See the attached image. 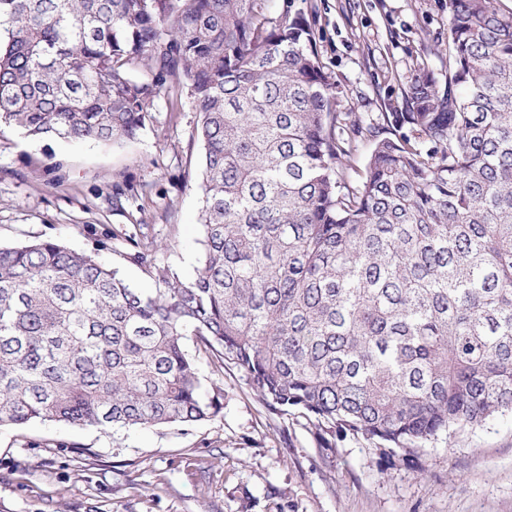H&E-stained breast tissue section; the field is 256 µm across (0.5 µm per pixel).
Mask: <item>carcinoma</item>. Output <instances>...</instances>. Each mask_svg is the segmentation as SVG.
Returning a JSON list of instances; mask_svg holds the SVG:
<instances>
[{
	"mask_svg": "<svg viewBox=\"0 0 512 512\" xmlns=\"http://www.w3.org/2000/svg\"><path fill=\"white\" fill-rule=\"evenodd\" d=\"M270 2L0 0V122L121 143L173 78L203 147L188 279L145 234L112 239L150 292L57 240L0 246V428L210 420L200 351L384 458L512 415V13L448 0V82L418 68L380 126L336 111L306 15ZM374 140L362 139L359 141L357 150L345 161L346 172L351 182L359 181L363 174L368 158L374 147Z\"/></svg>",
	"mask_w": 512,
	"mask_h": 512,
	"instance_id": "obj_1",
	"label": "carcinoma"
}]
</instances>
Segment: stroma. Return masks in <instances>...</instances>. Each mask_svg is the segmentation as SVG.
<instances>
[{"instance_id":"stroma-1","label":"stroma","mask_w":512,"mask_h":512,"mask_svg":"<svg viewBox=\"0 0 512 512\" xmlns=\"http://www.w3.org/2000/svg\"><path fill=\"white\" fill-rule=\"evenodd\" d=\"M313 9L317 51L337 109L364 122L405 111L417 66L444 79L448 0H273ZM199 114L188 87L155 101L139 135L119 145L36 140L0 127V244L55 239L97 254L137 287L153 282L112 240L144 224L160 257L192 276L199 257ZM224 411L192 426L105 433L55 421L0 430V512H512V419L413 460L380 457L367 440L325 443L298 413L278 414L244 373L216 371Z\"/></svg>"}]
</instances>
